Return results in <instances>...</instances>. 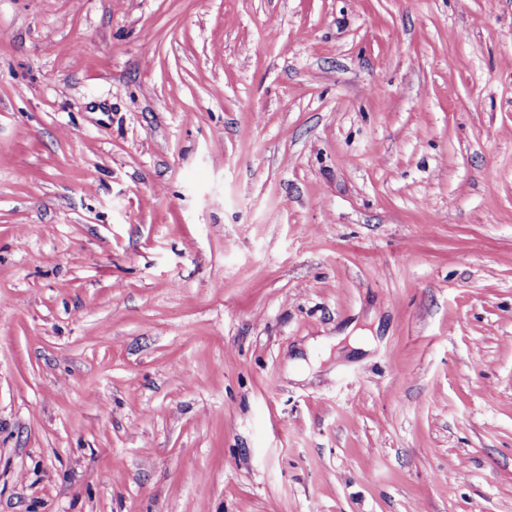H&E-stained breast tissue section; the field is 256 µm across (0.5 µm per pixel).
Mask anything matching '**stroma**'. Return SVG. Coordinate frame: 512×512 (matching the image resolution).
<instances>
[{
    "mask_svg": "<svg viewBox=\"0 0 512 512\" xmlns=\"http://www.w3.org/2000/svg\"><path fill=\"white\" fill-rule=\"evenodd\" d=\"M0 512H512V0H0Z\"/></svg>",
    "mask_w": 512,
    "mask_h": 512,
    "instance_id": "obj_1",
    "label": "stroma"
}]
</instances>
